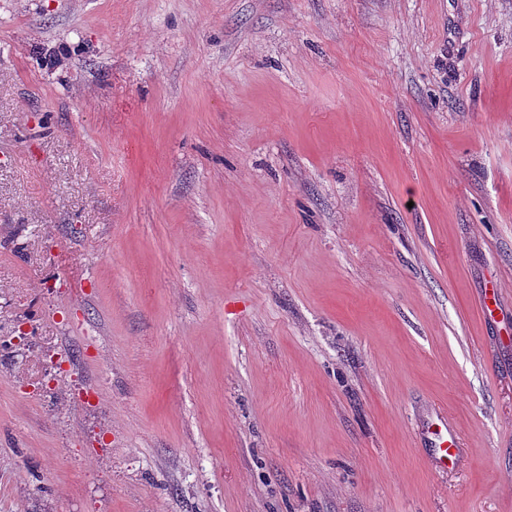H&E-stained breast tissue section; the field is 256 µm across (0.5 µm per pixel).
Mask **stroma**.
<instances>
[{
  "label": "stroma",
  "instance_id": "obj_1",
  "mask_svg": "<svg viewBox=\"0 0 512 512\" xmlns=\"http://www.w3.org/2000/svg\"><path fill=\"white\" fill-rule=\"evenodd\" d=\"M0 512H512V0H0Z\"/></svg>",
  "mask_w": 512,
  "mask_h": 512
}]
</instances>
